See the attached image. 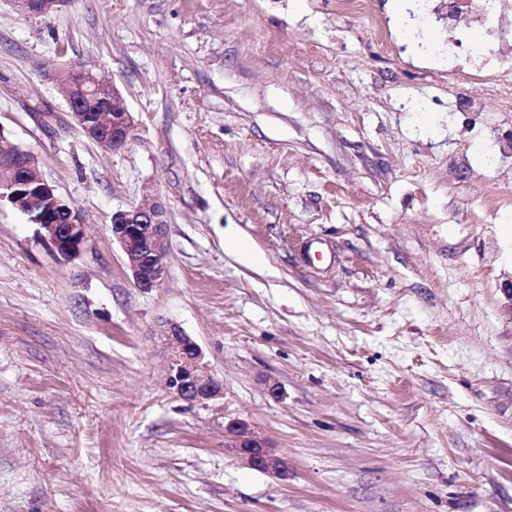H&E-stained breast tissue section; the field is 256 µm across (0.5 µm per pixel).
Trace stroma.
<instances>
[{"label": "stroma", "instance_id": "35a3bbf8", "mask_svg": "<svg viewBox=\"0 0 512 512\" xmlns=\"http://www.w3.org/2000/svg\"><path fill=\"white\" fill-rule=\"evenodd\" d=\"M376 3L0 0V135L91 233L66 257L0 201V512H512L499 102L449 111L435 30ZM79 63L123 94L125 149L75 126ZM150 195L170 267L144 292L109 216ZM172 326L220 397L166 388ZM235 418L287 479L225 451ZM16 10L25 16H38L54 10L62 0H11Z\"/></svg>", "mask_w": 512, "mask_h": 512}]
</instances>
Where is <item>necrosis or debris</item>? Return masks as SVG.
I'll return each mask as SVG.
<instances>
[{
  "label": "necrosis or debris",
  "instance_id": "4bbe7bcc",
  "mask_svg": "<svg viewBox=\"0 0 512 512\" xmlns=\"http://www.w3.org/2000/svg\"><path fill=\"white\" fill-rule=\"evenodd\" d=\"M434 16L448 31L452 111H477L475 93L489 86L512 112V0H441Z\"/></svg>",
  "mask_w": 512,
  "mask_h": 512
}]
</instances>
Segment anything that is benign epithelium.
I'll list each match as a JSON object with an SVG mask.
<instances>
[{
  "instance_id": "7a95c632",
  "label": "benign epithelium",
  "mask_w": 512,
  "mask_h": 512,
  "mask_svg": "<svg viewBox=\"0 0 512 512\" xmlns=\"http://www.w3.org/2000/svg\"><path fill=\"white\" fill-rule=\"evenodd\" d=\"M25 16H38L55 9L63 0H11ZM65 99L77 128L100 148L117 152L130 143L134 121L120 90L101 79L94 68L76 65L68 69ZM98 105L90 114L83 101ZM6 198L40 226L43 236L64 256L79 255L90 239L89 226L80 212L65 202L43 178L34 156L27 150L5 144L0 135V199ZM112 238L121 247L136 287L151 291L167 279L170 247L164 207L154 197L131 209H119L110 217ZM167 367L165 385L177 397L205 404L223 394V385L203 362L196 341L173 326L165 334ZM224 447L277 478L288 477L284 459L269 448L243 419L224 426Z\"/></svg>"
}]
</instances>
